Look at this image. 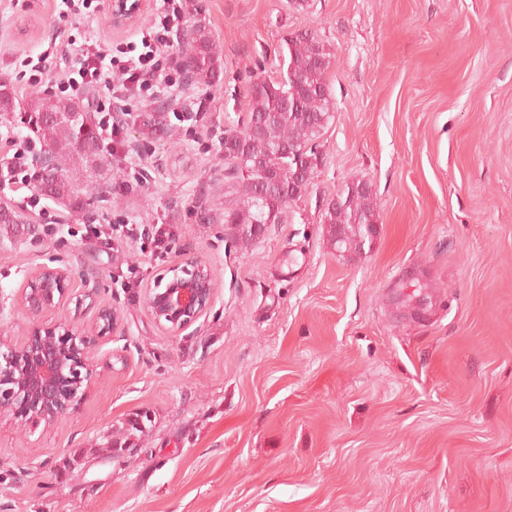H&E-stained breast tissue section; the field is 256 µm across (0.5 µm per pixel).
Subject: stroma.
I'll use <instances>...</instances> for the list:
<instances>
[{"label": "stroma", "mask_w": 512, "mask_h": 512, "mask_svg": "<svg viewBox=\"0 0 512 512\" xmlns=\"http://www.w3.org/2000/svg\"><path fill=\"white\" fill-rule=\"evenodd\" d=\"M222 74L205 112L133 104L124 129L146 147L133 182L116 161L98 199L0 234V335L32 321L12 300L38 265L71 288L42 317L119 324L96 339L97 378L58 421L0 416V512H512V0H186ZM330 49L332 118L306 194L238 248L219 214L226 129L254 82L280 72L286 40ZM94 34L121 42L108 0L94 21L54 0H0V82L29 89L16 58ZM370 185L377 233L331 245L328 202ZM173 225L165 257L80 232ZM218 284L210 312L173 336L144 286L187 256ZM135 268L142 290L122 288Z\"/></svg>", "instance_id": "1"}]
</instances>
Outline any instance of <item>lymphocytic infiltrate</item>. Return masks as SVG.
I'll return each instance as SVG.
<instances>
[{
	"instance_id": "lymphocytic-infiltrate-1",
	"label": "lymphocytic infiltrate",
	"mask_w": 512,
	"mask_h": 512,
	"mask_svg": "<svg viewBox=\"0 0 512 512\" xmlns=\"http://www.w3.org/2000/svg\"><path fill=\"white\" fill-rule=\"evenodd\" d=\"M186 17L179 0L157 15L132 40L103 48L97 40L69 41L58 63L49 55L21 57L17 76L28 86L49 84L54 94L70 97L87 90L103 92L98 105L100 145L119 161L130 158V149L123 131L130 118L131 101L164 97L178 99L188 89V77L182 59L172 52L174 39L183 31ZM87 234L107 236L119 241L149 239L158 253L170 252L178 235L170 224L154 225L145 230L140 224H89Z\"/></svg>"
}]
</instances>
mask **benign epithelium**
Instances as JSON below:
<instances>
[{"label":"benign epithelium","instance_id":"obj_1","mask_svg":"<svg viewBox=\"0 0 512 512\" xmlns=\"http://www.w3.org/2000/svg\"><path fill=\"white\" fill-rule=\"evenodd\" d=\"M150 9V0H109L112 30L136 24ZM145 288V301L154 322L177 336L214 304L218 285L207 265L189 258ZM70 288L68 270L47 265L30 269L17 301L39 316L61 303ZM118 314L110 307L98 310L94 323L78 328L66 321L36 326L15 343L0 336V414L28 423H52L86 392L94 376L90 336L112 333Z\"/></svg>","mask_w":512,"mask_h":512}]
</instances>
